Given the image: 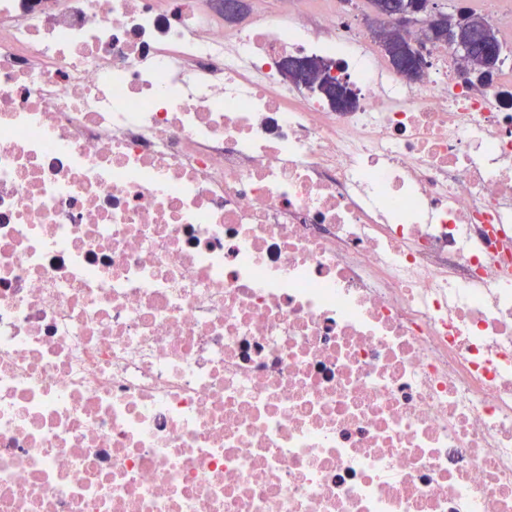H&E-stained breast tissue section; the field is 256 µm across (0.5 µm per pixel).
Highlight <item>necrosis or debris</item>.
<instances>
[{
	"instance_id": "4bbe7bcc",
	"label": "necrosis or debris",
	"mask_w": 512,
	"mask_h": 512,
	"mask_svg": "<svg viewBox=\"0 0 512 512\" xmlns=\"http://www.w3.org/2000/svg\"><path fill=\"white\" fill-rule=\"evenodd\" d=\"M304 4L0 0V512H512V69ZM303 58V60L307 62L306 69L299 70L297 73H294L291 78H288V66L289 72H291L298 69L303 64V62H289L285 74L290 82L296 85L303 86L306 89H310L309 85L315 80V76L319 71L316 80L313 82V86L316 90H320L323 86L328 85H341L343 87H346L343 79L340 77L341 68L338 62H336L335 60H328L320 68L322 63L325 62L327 58L317 56ZM344 92L345 88L336 86V89H321L318 95L328 102V100L332 101L334 98L337 99L341 97L344 94Z\"/></svg>"
}]
</instances>
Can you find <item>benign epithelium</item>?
I'll return each mask as SVG.
<instances>
[{"label":"benign epithelium","mask_w":512,"mask_h":512,"mask_svg":"<svg viewBox=\"0 0 512 512\" xmlns=\"http://www.w3.org/2000/svg\"><path fill=\"white\" fill-rule=\"evenodd\" d=\"M445 22L448 23V39L442 41L444 45L457 44L459 27L472 24V20L462 11L457 12L454 18L445 20L442 15L430 10L429 0H408L387 19L381 34L382 41L401 44L405 54L412 59L411 63L400 67V75L409 81H417L424 75V50L427 45L436 43V32ZM463 70L469 83L490 84L495 79L492 72L474 66L465 64ZM340 74L339 63L327 61L319 69L314 88L319 90L328 85H344Z\"/></svg>","instance_id":"obj_1"}]
</instances>
